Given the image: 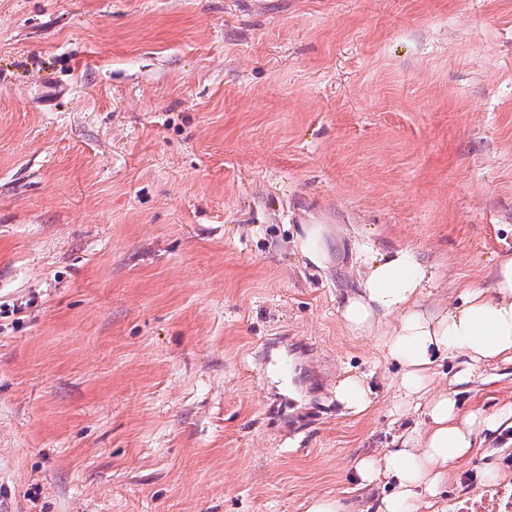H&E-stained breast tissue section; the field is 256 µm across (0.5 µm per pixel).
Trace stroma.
Segmentation results:
<instances>
[{"label": "stroma", "mask_w": 512, "mask_h": 512, "mask_svg": "<svg viewBox=\"0 0 512 512\" xmlns=\"http://www.w3.org/2000/svg\"><path fill=\"white\" fill-rule=\"evenodd\" d=\"M268 2L0 0V512H374L355 461L422 413L339 318L357 244L432 307L512 258V0ZM459 402L512 407V362ZM490 466L512 492L511 426L424 512ZM301 225L300 232L295 235V247L302 258L316 267H325L328 244L324 224ZM371 395L372 391L365 377L346 376L336 383L337 402L353 414H361L370 407Z\"/></svg>", "instance_id": "1"}]
</instances>
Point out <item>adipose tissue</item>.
Listing matches in <instances>:
<instances>
[{"mask_svg": "<svg viewBox=\"0 0 512 512\" xmlns=\"http://www.w3.org/2000/svg\"><path fill=\"white\" fill-rule=\"evenodd\" d=\"M358 290L347 293L340 319L352 333L374 336L384 358L398 363L400 398L422 405L421 421L393 439L392 448L361 456V486L392 484L376 512H420L448 480V466L470 454L481 432L497 431L512 408L487 415L461 414L455 391L432 386L439 361L462 356L459 380L482 366L512 359V258L500 261L492 292L472 288L459 305L430 309L424 299L439 278L413 250L380 253L364 248Z\"/></svg>", "mask_w": 512, "mask_h": 512, "instance_id": "1", "label": "adipose tissue"}]
</instances>
